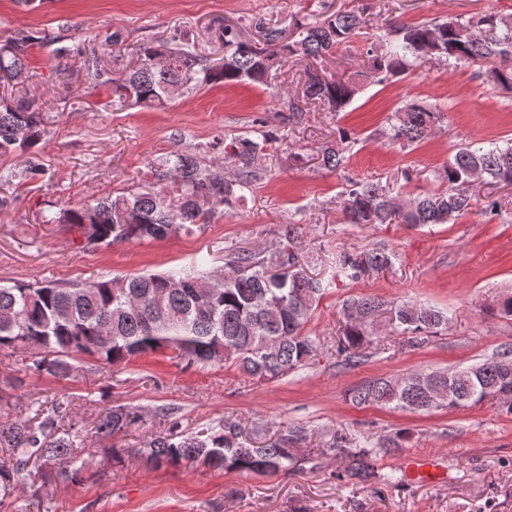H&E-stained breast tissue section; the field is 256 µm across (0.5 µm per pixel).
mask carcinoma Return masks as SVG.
<instances>
[{
    "label": "carcinoma",
    "mask_w": 512,
    "mask_h": 512,
    "mask_svg": "<svg viewBox=\"0 0 512 512\" xmlns=\"http://www.w3.org/2000/svg\"><path fill=\"white\" fill-rule=\"evenodd\" d=\"M361 15L338 11L299 26L290 41L284 31L269 28L263 42L253 44L240 29L227 25L222 33L224 56L199 54L185 35L170 41L142 44L135 61L123 68L125 78L115 82L95 52L82 51L84 64L94 69L99 85L112 86L118 102L136 107L164 108L203 87L237 84L267 85L291 57L322 61L337 47L359 35ZM379 34L366 40L361 70L347 78L310 72L303 85L306 100L322 103L329 112L347 108L368 84H380L433 64L457 68L487 65L488 83L512 90V15L487 11L467 20L438 19L411 25L387 19ZM63 32L20 30L0 45V84H10L27 67L30 51L59 44ZM283 123H298L304 108L291 97L283 103ZM40 107L26 96H0V155L26 153L46 135ZM444 112L420 100H411L391 112L382 136L403 148L434 133ZM278 130L264 119L245 134L215 137L213 156L202 160L176 154L158 170L167 182L94 204L61 208L42 216L44 224H68L86 248L160 239L197 224H207L217 210L232 209L246 200L268 172V159L278 143ZM350 129L336 127V146L325 147L320 165L336 171L345 163L344 150L355 143ZM478 170L486 184L512 188V139L469 143L459 147L437 172V191L407 197L402 203L389 186L371 179L349 182L342 191V212L348 224H450L471 211L470 187ZM299 225L290 224L269 254L235 252L224 262V287H208L210 274L199 269L163 274L129 275L94 283L0 285V353L15 354L24 372L56 375L72 368V361L90 357L109 366L134 357L170 352L186 365L233 363L245 375L271 380L296 372L316 357L320 338L305 332L317 299L335 281L356 280L382 273L392 266V254L375 249L342 251L329 279L308 276L300 267ZM180 281L184 288H171ZM386 302L378 297H356L346 303V322L336 345L338 365L355 367L372 343L374 321ZM393 330L422 341L448 327V313L429 305L405 302L393 310ZM497 353L453 370L420 371L401 385L376 378L357 388L354 398L393 409L429 412L438 388L451 390L442 404L448 410L473 408L497 400L512 412V359ZM70 403L57 399L37 407L36 421L0 420V448L9 460L0 462V492L14 490L31 459L57 468V478L69 485L84 481L85 466L77 451L78 429L70 422ZM138 414L125 405H111L97 417L95 428L105 436L126 431ZM306 440L301 429H287L275 440L254 445L236 429L217 425L204 432L154 438L134 454L154 470L183 462L261 476L286 473L296 464L293 445ZM399 447V438L373 441L349 448L336 435L321 453L345 458L346 472L363 481L375 477L372 460Z\"/></svg>",
    "instance_id": "obj_1"
}]
</instances>
